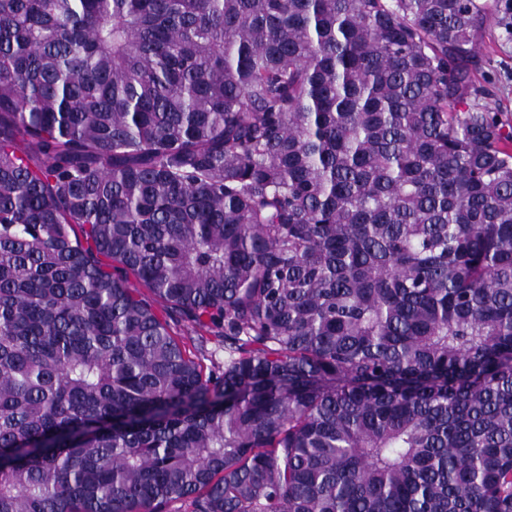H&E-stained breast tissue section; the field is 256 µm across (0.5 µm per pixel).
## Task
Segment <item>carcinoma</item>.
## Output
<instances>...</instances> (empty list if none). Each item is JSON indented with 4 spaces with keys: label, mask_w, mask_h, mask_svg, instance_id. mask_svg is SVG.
Masks as SVG:
<instances>
[{
    "label": "carcinoma",
    "mask_w": 512,
    "mask_h": 512,
    "mask_svg": "<svg viewBox=\"0 0 512 512\" xmlns=\"http://www.w3.org/2000/svg\"><path fill=\"white\" fill-rule=\"evenodd\" d=\"M489 11L0 0V512H512ZM172 334L184 345L187 352L199 360L206 372L212 363L224 365V345L205 331L189 323L183 322L178 316L169 319Z\"/></svg>",
    "instance_id": "carcinoma-1"
}]
</instances>
